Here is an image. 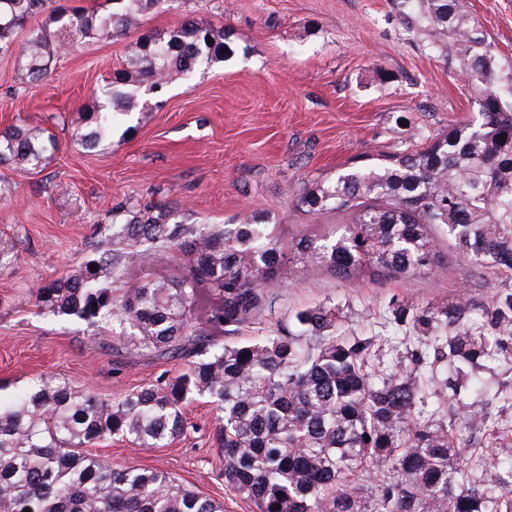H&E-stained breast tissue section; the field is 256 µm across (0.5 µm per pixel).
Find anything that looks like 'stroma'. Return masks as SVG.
Instances as JSON below:
<instances>
[{"mask_svg":"<svg viewBox=\"0 0 512 512\" xmlns=\"http://www.w3.org/2000/svg\"><path fill=\"white\" fill-rule=\"evenodd\" d=\"M460 6L501 67H512V0ZM416 9L412 0H170L168 11L149 16L150 28L190 16L228 31L235 53L150 96L132 113L131 130H116L102 152L85 149L73 132L81 107L120 67L129 38L74 41L38 85L20 83L12 60L0 58V129L39 124L58 141L40 172L0 167V237L18 246L17 260L0 268V398L41 373L112 397L179 370L178 360L113 343L110 327L94 333L34 305L32 290L82 262L96 225L117 203H168L185 224H222L247 210L290 233L339 224L340 214L294 207L308 179L334 177L363 156L413 151L424 136L478 119L479 95L454 56L430 52L423 32L408 24ZM440 252L442 272L432 279L340 281L319 271L269 285L272 304L246 333H269L294 310L332 301L342 332L412 347L389 312L391 299L424 305L462 296L481 305L498 285L449 244ZM186 412L190 429L166 447L110 437L92 452L167 471L226 512H256L224 485L210 406L198 400Z\"/></svg>","mask_w":512,"mask_h":512,"instance_id":"obj_1","label":"stroma"}]
</instances>
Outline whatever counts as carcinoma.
I'll return each mask as SVG.
<instances>
[{"instance_id": "cac0c4a2", "label": "carcinoma", "mask_w": 512, "mask_h": 512, "mask_svg": "<svg viewBox=\"0 0 512 512\" xmlns=\"http://www.w3.org/2000/svg\"><path fill=\"white\" fill-rule=\"evenodd\" d=\"M50 2L0 0V56L14 59L23 84L50 76L74 39L137 34L102 101L82 108L75 136L91 150L107 146L138 93L234 52L224 29L190 18L145 28L169 0H105L101 13ZM45 12L55 30L28 27ZM410 19L430 50L454 49L478 89L479 120L427 136L422 151L311 180L295 207L348 217L321 234L285 240L257 211L224 225L173 224L172 206L150 202L124 205L122 222L111 211L97 228L105 239L36 288L34 304L92 329L110 324L114 339L183 369L112 398L42 375L0 400V512H224L165 471L87 452L108 436L163 448L188 428L184 407L197 398L216 413L224 485L257 512H512V379L489 391L477 374L512 372V71L500 74L459 0H421ZM56 147L44 127H8L0 166L41 170ZM440 236L499 285L478 308L464 299L391 302L415 346L386 364L374 337L338 333L334 303L299 309L293 326L264 336L216 340L257 323L271 305L266 287L292 275L436 276ZM167 250L182 256L181 272L158 268L112 289L117 273ZM463 395L476 402L450 425L441 406Z\"/></svg>"}]
</instances>
